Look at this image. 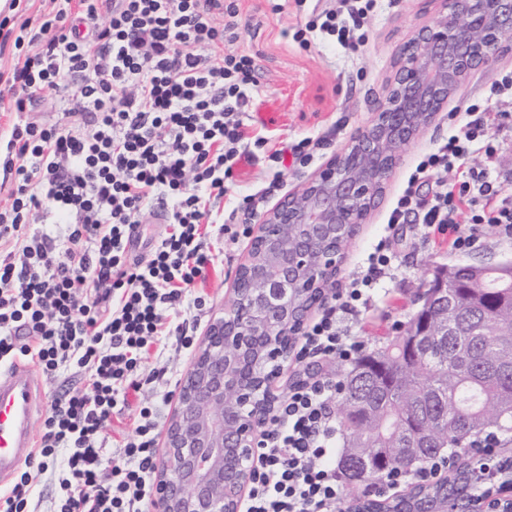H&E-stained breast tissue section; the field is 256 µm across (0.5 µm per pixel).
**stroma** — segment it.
<instances>
[{"instance_id": "35a3bbf8", "label": "stroma", "mask_w": 512, "mask_h": 512, "mask_svg": "<svg viewBox=\"0 0 512 512\" xmlns=\"http://www.w3.org/2000/svg\"><path fill=\"white\" fill-rule=\"evenodd\" d=\"M224 3L234 6L250 22L239 41L224 46L228 52L247 51L255 59L261 93L250 107L248 124L278 142L294 144L306 137L321 141L314 160L289 170L280 187L273 191L268 188L273 171L263 150H255L251 160L239 164L233 179L227 182L230 194L239 198L267 190L264 205L268 208L299 189L367 124L387 90L399 46L438 9L436 0H383L369 20L371 36L365 53L348 59L319 40L305 46L294 41V32L311 18L317 0H306L300 7L294 0ZM276 3L281 4V11H273ZM260 112L276 113L277 119L268 124L258 122L256 115ZM449 127L447 112H439L435 122L406 146L369 223L359 225L348 242L333 280L334 287L342 288L349 283L364 253L379 239L384 214L415 154L446 139ZM249 245L246 238L227 244L216 266L207 269L204 280L196 284V292L205 298L196 336H203L212 316L230 304L234 280ZM393 247L397 253L395 269L383 278L379 297L367 310L359 312L352 323L353 335L363 341L368 352L380 346L386 337L404 331L419 309L418 299L437 267L457 263L493 265L512 259V242L494 234H486L469 252L455 254L447 246L423 242L412 223L397 227ZM192 361V355L172 347L161 356H150L142 372L150 376L151 382L143 386L140 399H155L174 379L183 378Z\"/></svg>"}]
</instances>
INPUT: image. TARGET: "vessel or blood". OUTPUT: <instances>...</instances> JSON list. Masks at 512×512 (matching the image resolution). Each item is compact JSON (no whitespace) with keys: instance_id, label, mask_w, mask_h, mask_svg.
<instances>
[{"instance_id":"obj_1","label":"vessel or blood","mask_w":512,"mask_h":512,"mask_svg":"<svg viewBox=\"0 0 512 512\" xmlns=\"http://www.w3.org/2000/svg\"><path fill=\"white\" fill-rule=\"evenodd\" d=\"M40 391L41 378L31 364L17 360L0 366L1 488L34 456V423L42 413L36 402Z\"/></svg>"}]
</instances>
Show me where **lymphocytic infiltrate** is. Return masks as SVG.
<instances>
[{
  "mask_svg": "<svg viewBox=\"0 0 512 512\" xmlns=\"http://www.w3.org/2000/svg\"><path fill=\"white\" fill-rule=\"evenodd\" d=\"M11 0L0 18V47L18 64L0 71V102L31 111L56 92L80 126L15 121L0 130V172L11 179L0 207V362L31 361L72 386L52 402L33 459L0 496V512H31L33 486L57 478L53 512H143L154 492L162 404L132 403L144 359L168 347L191 350L204 304L192 294L219 255L225 185L253 149L265 150L281 179L287 161L308 164L315 142L280 146L250 133L248 109L260 93L255 60L225 53L241 37L224 0H50L39 19ZM379 0H335L295 32L355 53L367 46ZM223 25H216V16ZM512 70L451 112L447 141L423 153L390 208L362 273L304 328L296 360L352 362L364 346L350 316L378 293L395 253L393 231L414 215L423 238L447 237L456 253L489 232L512 239V188L500 176L488 126L512 128ZM484 164L472 166L473 156ZM430 193H421L424 182ZM169 230L146 256L126 251L146 217ZM323 373L289 387L263 427L243 512H336V396ZM134 410L120 455L105 432Z\"/></svg>",
  "mask_w": 512,
  "mask_h": 512,
  "instance_id": "obj_1",
  "label": "lymphocytic infiltrate"
}]
</instances>
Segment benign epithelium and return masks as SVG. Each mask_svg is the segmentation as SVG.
<instances>
[{
  "instance_id": "obj_1",
  "label": "benign epithelium",
  "mask_w": 512,
  "mask_h": 512,
  "mask_svg": "<svg viewBox=\"0 0 512 512\" xmlns=\"http://www.w3.org/2000/svg\"><path fill=\"white\" fill-rule=\"evenodd\" d=\"M399 48L396 70L364 129L300 189L259 218L232 288L182 378L164 429L153 512H241L261 428L281 393L288 359L321 305L342 248L367 223L401 153L475 70L512 41V0H438ZM434 330H456L458 299L420 297ZM466 510L447 500L425 512H512V476L474 469Z\"/></svg>"
}]
</instances>
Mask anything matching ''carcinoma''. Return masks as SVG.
Segmentation results:
<instances>
[{
  "instance_id": "1",
  "label": "carcinoma",
  "mask_w": 512,
  "mask_h": 512,
  "mask_svg": "<svg viewBox=\"0 0 512 512\" xmlns=\"http://www.w3.org/2000/svg\"><path fill=\"white\" fill-rule=\"evenodd\" d=\"M441 284L461 297L464 330L427 336L412 349L408 341L422 318L418 313L403 333L341 371L343 440L378 449L373 469L384 468L381 459L401 447L402 434L420 416L439 427L436 439H415L426 463L462 447L467 431H512V315L502 307L512 303V282L497 267L458 264L437 270L428 290ZM337 466L352 487L365 469L346 447Z\"/></svg>"
}]
</instances>
